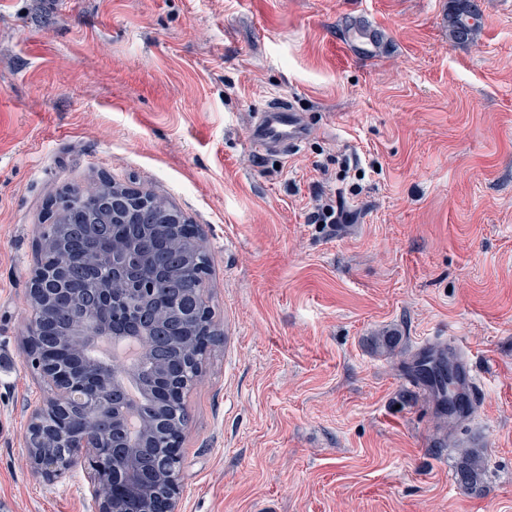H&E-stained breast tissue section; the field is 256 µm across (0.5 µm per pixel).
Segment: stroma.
Segmentation results:
<instances>
[{
  "instance_id": "obj_1",
  "label": "stroma",
  "mask_w": 512,
  "mask_h": 512,
  "mask_svg": "<svg viewBox=\"0 0 512 512\" xmlns=\"http://www.w3.org/2000/svg\"><path fill=\"white\" fill-rule=\"evenodd\" d=\"M478 3L462 45L448 0H0L5 512H94L88 462L52 484L26 462L50 389L24 336L51 204L105 178L207 235L223 339L185 395L179 512H512V0ZM281 101L308 137L254 151ZM432 337L478 367L459 426L402 368ZM472 433L477 496L455 481ZM476 0H448V36L456 44L474 41L483 26Z\"/></svg>"
}]
</instances>
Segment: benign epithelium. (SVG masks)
<instances>
[{"instance_id":"1","label":"benign epithelium","mask_w":512,"mask_h":512,"mask_svg":"<svg viewBox=\"0 0 512 512\" xmlns=\"http://www.w3.org/2000/svg\"><path fill=\"white\" fill-rule=\"evenodd\" d=\"M151 199L148 193L112 187L106 197L105 213L118 214L144 204ZM157 223L177 224L183 215L175 208L161 204L155 211ZM54 225H44L40 240L43 252H63V245L53 233ZM143 258L133 245H115L110 254L95 253L83 265L81 275L86 288L72 296L76 305L72 327L63 335L48 331L51 320L46 312L52 300L51 284L63 290L65 275L73 271L38 267L29 288L32 317L25 336L26 353L40 370L52 391L51 397L31 413L24 444L30 464L37 475L47 483L63 477L82 460L88 458L93 467V496L96 512H178L181 486L180 466L175 461L163 464L152 473V479L143 477L140 461L126 438L128 404L118 370L104 361L88 356L85 344L98 343L115 336L101 309L114 304L116 287H122L123 303L128 307L146 302L154 291V284L143 272ZM182 272L191 281V290L204 297V264H188ZM183 317L206 330L214 324L206 303ZM139 335L151 336L161 347H166L167 329L164 318L146 319L139 326ZM62 344L66 349L77 348L76 358L52 363L48 359L51 345ZM81 412L91 427L80 436L67 432L66 421L72 411ZM172 436L166 447L178 448L185 424L179 411Z\"/></svg>"}]
</instances>
